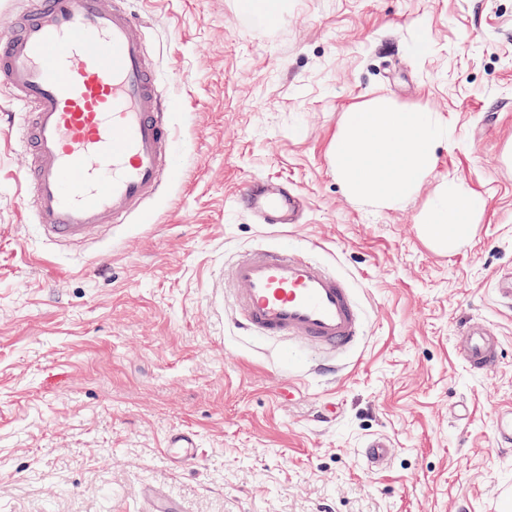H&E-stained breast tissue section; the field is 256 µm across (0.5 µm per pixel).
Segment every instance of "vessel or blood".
I'll use <instances>...</instances> for the list:
<instances>
[{
	"instance_id": "vessel-or-blood-1",
	"label": "vessel or blood",
	"mask_w": 512,
	"mask_h": 512,
	"mask_svg": "<svg viewBox=\"0 0 512 512\" xmlns=\"http://www.w3.org/2000/svg\"><path fill=\"white\" fill-rule=\"evenodd\" d=\"M0 83L21 108L23 179L40 233L77 243L130 214L146 222L144 203L178 171L170 114L155 73L145 60L144 30L125 0H30L0 39ZM248 205L272 223H288L294 200L285 190L252 189ZM228 276L236 327L245 335L301 338L332 353L361 342V315L346 281L288 243L256 247L237 259ZM461 355L475 372L495 365L501 343L470 325ZM173 465L199 458L194 433L165 440ZM389 442L372 438L362 454L384 469ZM150 512H182L171 495L143 493Z\"/></svg>"
}]
</instances>
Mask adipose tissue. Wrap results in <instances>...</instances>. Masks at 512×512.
Segmentation results:
<instances>
[{
	"mask_svg": "<svg viewBox=\"0 0 512 512\" xmlns=\"http://www.w3.org/2000/svg\"><path fill=\"white\" fill-rule=\"evenodd\" d=\"M448 127L437 113L397 109L379 98L349 108L331 143L336 175L355 199L398 205L434 171ZM483 198L452 181L431 203L427 234L449 249L473 237Z\"/></svg>",
	"mask_w": 512,
	"mask_h": 512,
	"instance_id": "obj_1",
	"label": "adipose tissue"
}]
</instances>
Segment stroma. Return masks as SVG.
<instances>
[{
  "label": "stroma",
  "mask_w": 512,
  "mask_h": 512,
  "mask_svg": "<svg viewBox=\"0 0 512 512\" xmlns=\"http://www.w3.org/2000/svg\"><path fill=\"white\" fill-rule=\"evenodd\" d=\"M276 25L238 0H129L172 116L179 176L152 217L78 246L42 237L0 87V512H512V0H284ZM427 38L430 49L413 45ZM448 125L435 171L402 204L346 195L330 144L344 110L376 97ZM481 193L456 250L422 234L448 180ZM252 181L299 198L261 224ZM289 239L353 288L362 341L320 376L309 343L239 335L220 272ZM499 336L472 372L465 325ZM201 454L171 464L166 436ZM392 442L369 472L364 443ZM167 454L173 465L183 467L195 463L199 458V442L192 432H174L165 440ZM143 497L149 502L150 512H182L177 500L167 493L147 489Z\"/></svg>",
  "instance_id": "stroma-1"
}]
</instances>
